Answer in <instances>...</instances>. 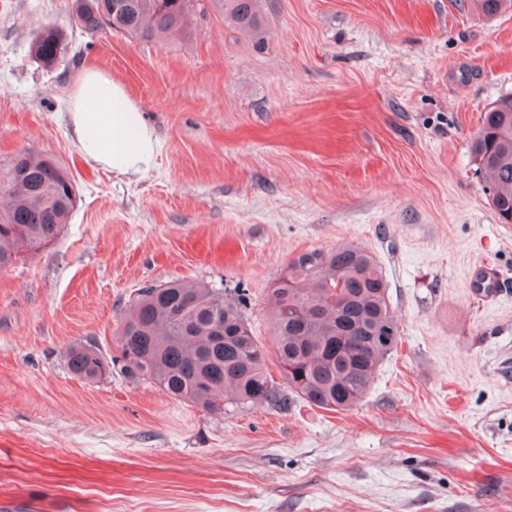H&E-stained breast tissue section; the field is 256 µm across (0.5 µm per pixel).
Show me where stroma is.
<instances>
[{
	"instance_id": "obj_1",
	"label": "stroma",
	"mask_w": 512,
	"mask_h": 512,
	"mask_svg": "<svg viewBox=\"0 0 512 512\" xmlns=\"http://www.w3.org/2000/svg\"><path fill=\"white\" fill-rule=\"evenodd\" d=\"M71 4L0 0V163L53 157L79 196L0 272V512H512V224L469 153L512 94V10L264 0L259 46L219 0L166 41L87 36ZM49 23L51 66L30 53ZM90 66L157 135L147 173L83 159L70 103ZM339 244L380 263L400 329L352 410L214 413L67 366L79 343L114 355L136 292L173 279L227 291L271 346L275 280ZM37 46L38 54L34 52V46ZM62 46L61 56L65 53V44L62 39V36L58 32V30L52 26L44 27L41 31H39L32 43H31V53L34 52V55L38 58L40 62H42L45 65H52L56 61H58L55 58V50ZM60 49H57V57L60 56L59 54ZM472 285L480 290V294L486 300H492L499 296L501 288L496 271L489 266L476 267L473 272Z\"/></svg>"
}]
</instances>
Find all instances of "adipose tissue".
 I'll return each mask as SVG.
<instances>
[{"label":"adipose tissue","instance_id":"adipose-tissue-1","mask_svg":"<svg viewBox=\"0 0 512 512\" xmlns=\"http://www.w3.org/2000/svg\"><path fill=\"white\" fill-rule=\"evenodd\" d=\"M71 122L86 161L120 174L147 172L158 139L124 88L95 68H86L73 94Z\"/></svg>","mask_w":512,"mask_h":512}]
</instances>
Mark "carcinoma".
<instances>
[{
  "label": "carcinoma",
  "mask_w": 512,
  "mask_h": 512,
  "mask_svg": "<svg viewBox=\"0 0 512 512\" xmlns=\"http://www.w3.org/2000/svg\"><path fill=\"white\" fill-rule=\"evenodd\" d=\"M491 18L512 0H457ZM199 0H73V16L90 35L118 32L129 38L165 39L185 31ZM224 17L258 43L266 39L262 0H219ZM32 45L45 65L64 45L52 26ZM475 173L489 185L498 217L512 213V95L481 115L470 141ZM0 270L19 248L38 252L54 241L75 208L74 179L61 163L31 151L0 165ZM272 327L278 382L268 354L253 336L239 304L224 294L182 280L140 289L118 331V361L130 377L150 380L169 396L211 412L288 406L294 395L311 406L343 412L367 394L382 360L396 349L399 327L388 282L369 253L350 244L302 253L273 290ZM70 371L95 381L110 369L100 348L76 345L67 353Z\"/></svg>",
  "instance_id": "cac0c4a2"
}]
</instances>
